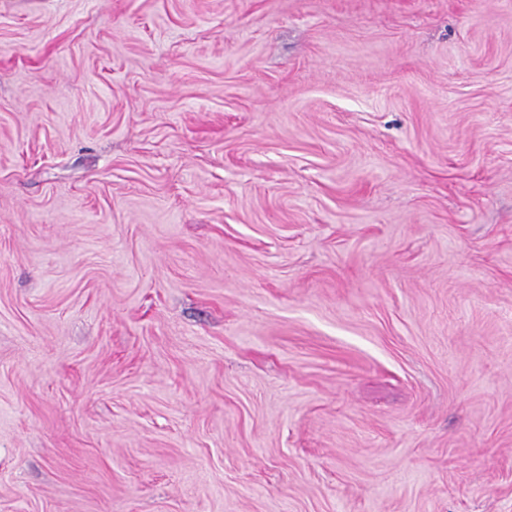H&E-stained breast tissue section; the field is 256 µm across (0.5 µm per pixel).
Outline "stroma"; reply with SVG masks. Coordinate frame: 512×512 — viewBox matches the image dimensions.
Returning a JSON list of instances; mask_svg holds the SVG:
<instances>
[{"mask_svg": "<svg viewBox=\"0 0 512 512\" xmlns=\"http://www.w3.org/2000/svg\"><path fill=\"white\" fill-rule=\"evenodd\" d=\"M0 512H512V0H0Z\"/></svg>", "mask_w": 512, "mask_h": 512, "instance_id": "1", "label": "stroma"}]
</instances>
